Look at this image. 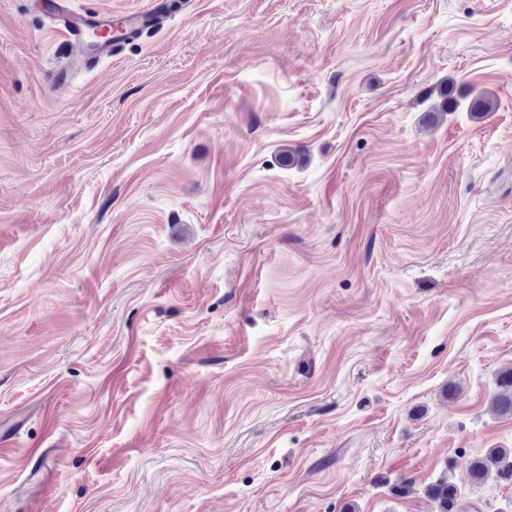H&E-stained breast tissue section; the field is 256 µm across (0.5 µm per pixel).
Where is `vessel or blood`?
<instances>
[{
    "mask_svg": "<svg viewBox=\"0 0 512 512\" xmlns=\"http://www.w3.org/2000/svg\"><path fill=\"white\" fill-rule=\"evenodd\" d=\"M56 19L62 30L76 43L86 44V55L76 56L73 67H80L85 60L110 58L122 43L137 38L149 27L151 17L163 14L164 0H152L146 11L112 17L108 13L88 15L75 11L70 0H54Z\"/></svg>",
    "mask_w": 512,
    "mask_h": 512,
    "instance_id": "vessel-or-blood-1",
    "label": "vessel or blood"
}]
</instances>
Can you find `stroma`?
<instances>
[{
	"label": "stroma",
	"instance_id": "1",
	"mask_svg": "<svg viewBox=\"0 0 512 512\" xmlns=\"http://www.w3.org/2000/svg\"><path fill=\"white\" fill-rule=\"evenodd\" d=\"M73 50L0 0V512H512L466 471L512 448V0H193L64 86ZM441 107L443 112H455L460 107V100H467V112L475 119H480L487 112H494L496 109L495 100L484 92L473 94L472 92H465L448 97L444 92L440 93ZM499 392L494 396V404L499 414L512 416V368H505L499 374ZM427 494L436 504L435 512H459V492L456 485L448 480L441 479L439 482L431 485Z\"/></svg>",
	"mask_w": 512,
	"mask_h": 512
}]
</instances>
